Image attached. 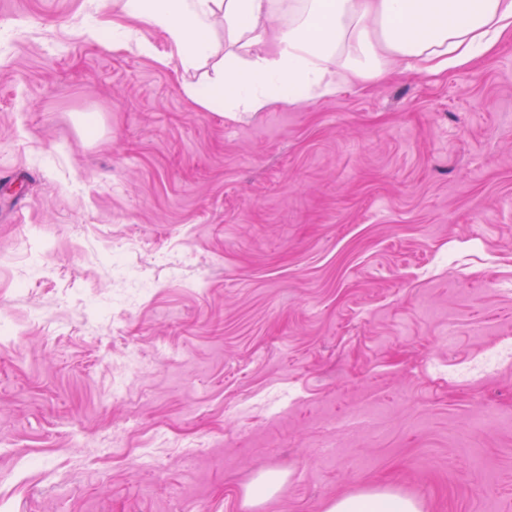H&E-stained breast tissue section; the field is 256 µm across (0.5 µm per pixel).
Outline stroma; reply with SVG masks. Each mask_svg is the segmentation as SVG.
Listing matches in <instances>:
<instances>
[{"label":"stroma","mask_w":512,"mask_h":512,"mask_svg":"<svg viewBox=\"0 0 512 512\" xmlns=\"http://www.w3.org/2000/svg\"><path fill=\"white\" fill-rule=\"evenodd\" d=\"M84 8L0 0V512H512V38L233 118L223 30L187 72ZM327 512H419L416 504L389 493L368 492L336 500Z\"/></svg>","instance_id":"1"}]
</instances>
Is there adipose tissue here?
I'll return each instance as SVG.
<instances>
[{
  "label": "adipose tissue",
  "instance_id": "obj_1",
  "mask_svg": "<svg viewBox=\"0 0 512 512\" xmlns=\"http://www.w3.org/2000/svg\"><path fill=\"white\" fill-rule=\"evenodd\" d=\"M124 10L137 26L108 29L90 13L82 29L163 65L178 58L187 71L211 56V35L223 29L231 52L210 82L185 84L184 92L228 112L331 98L347 81L372 82L397 69H463L512 33V0H293L284 27L272 18L271 0H126ZM143 24L164 33L168 53L155 54ZM327 512L419 510L409 499L368 492L336 500Z\"/></svg>",
  "mask_w": 512,
  "mask_h": 512
}]
</instances>
